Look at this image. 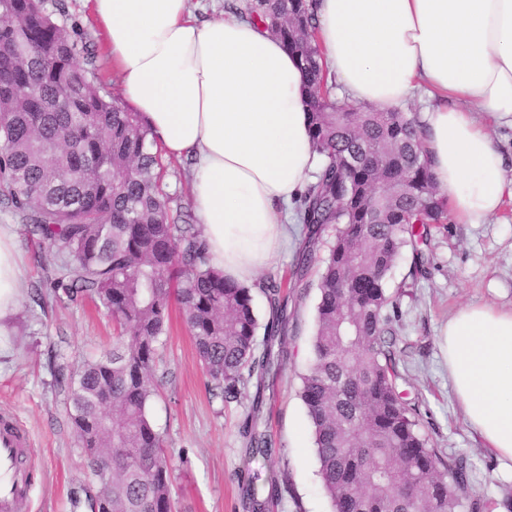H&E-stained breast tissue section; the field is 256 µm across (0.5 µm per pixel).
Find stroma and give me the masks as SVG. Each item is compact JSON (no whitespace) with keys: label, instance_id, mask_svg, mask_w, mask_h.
I'll return each mask as SVG.
<instances>
[{"label":"stroma","instance_id":"1","mask_svg":"<svg viewBox=\"0 0 512 512\" xmlns=\"http://www.w3.org/2000/svg\"><path fill=\"white\" fill-rule=\"evenodd\" d=\"M45 8L77 27L96 52L95 66L106 91L121 96L123 86L93 17L92 0H46ZM0 225L14 235L23 283L9 328L0 335V346L7 350L0 357V411H12L28 431V460L34 467L20 512H91L99 485L85 467L53 365L61 356L77 363L102 355L111 350L118 330L109 313L91 300L37 297L41 263L52 259L51 250L1 204ZM334 240V227H326L307 273L284 290L288 360L263 407L260 428L273 444L267 456L251 455L242 437L251 394L227 403L209 393L184 317L172 310L159 348L161 385L149 414L173 459L175 512H248L240 486L254 476L263 483L275 480L281 488L265 512H331L300 388L311 361L318 272ZM424 251L423 276L410 277L412 253L407 250L387 280L388 293L398 298L396 348L405 389L420 401L421 430L432 448L444 457L467 460L469 496L500 500L512 495V469L485 448L466 421L448 378L439 332L468 305L512 309V202L484 224L445 220L433 229Z\"/></svg>","mask_w":512,"mask_h":512}]
</instances>
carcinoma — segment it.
<instances>
[{
	"mask_svg": "<svg viewBox=\"0 0 512 512\" xmlns=\"http://www.w3.org/2000/svg\"><path fill=\"white\" fill-rule=\"evenodd\" d=\"M236 13L283 42L309 89L320 168L300 197L303 238L292 276L307 271L324 227L338 225L319 278L300 393L332 512H512L511 497L466 495V460H446L429 447L419 404L400 390L385 283L402 251L448 210L422 148L425 125L413 114L361 112L330 95L314 0H245ZM93 63V52L44 0H0V196L58 256L44 268V287L60 300L99 301L130 333L112 352L56 371L100 484L94 512H172V459L148 413L171 306L185 315L207 387L226 402L253 379L264 386L288 359L284 347L272 349L288 314L282 282L270 275L258 288L275 319L257 352L253 288L212 265L197 225L174 222L150 129L109 98ZM360 152L374 160L349 168V155ZM400 172L407 174L403 194L386 199L374 220L369 187ZM261 404L255 396L245 422L248 448L270 447L258 429Z\"/></svg>",
	"mask_w": 512,
	"mask_h": 512,
	"instance_id": "obj_1",
	"label": "carcinoma"
}]
</instances>
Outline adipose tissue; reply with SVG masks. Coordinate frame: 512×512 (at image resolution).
<instances>
[{
    "label": "adipose tissue",
    "instance_id": "obj_1",
    "mask_svg": "<svg viewBox=\"0 0 512 512\" xmlns=\"http://www.w3.org/2000/svg\"><path fill=\"white\" fill-rule=\"evenodd\" d=\"M189 0H93L123 99L168 157L190 161L192 203L212 263L253 282L288 236L289 206L318 157L296 58L263 26L191 14ZM329 76L380 111L418 91L432 100L424 149L461 224L512 199V161L478 116L512 118V0H316ZM22 292L10 231L0 226V318ZM466 419L512 462V310L470 305L441 333Z\"/></svg>",
    "mask_w": 512,
    "mask_h": 512
}]
</instances>
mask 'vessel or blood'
Wrapping results in <instances>:
<instances>
[{"instance_id": "obj_1", "label": "vessel or blood", "mask_w": 512, "mask_h": 512, "mask_svg": "<svg viewBox=\"0 0 512 512\" xmlns=\"http://www.w3.org/2000/svg\"><path fill=\"white\" fill-rule=\"evenodd\" d=\"M29 446V436L16 417L0 412V512H18L29 491L28 471L15 466L17 458L29 454Z\"/></svg>"}]
</instances>
